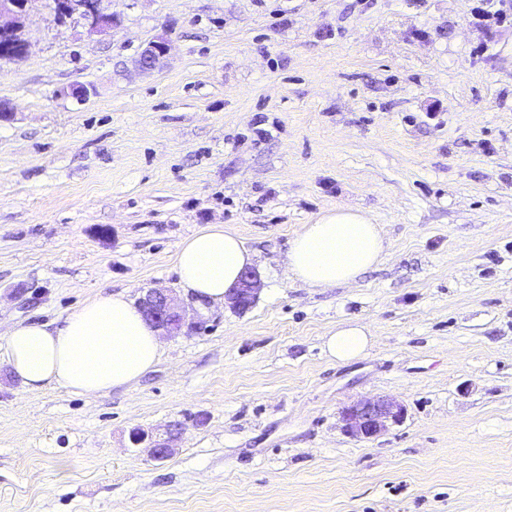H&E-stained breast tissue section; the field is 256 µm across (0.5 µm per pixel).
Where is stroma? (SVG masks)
<instances>
[{"label":"stroma","instance_id":"stroma-1","mask_svg":"<svg viewBox=\"0 0 512 512\" xmlns=\"http://www.w3.org/2000/svg\"><path fill=\"white\" fill-rule=\"evenodd\" d=\"M487 3L103 0L97 34L36 0L0 61V334L151 288L203 325L95 396L0 355V512H512V0ZM339 208L381 226L382 262L293 282L290 240ZM210 224L254 254L247 310L178 283ZM345 321L373 341L339 363ZM376 397L403 422L348 436L341 409ZM175 423L167 459L130 441ZM168 51V43L164 38H159L149 45L140 53L138 65L142 70L153 69L159 62L160 58L166 55ZM371 332L358 322H343L326 336L324 346L329 356L337 361L349 362L361 358L371 345Z\"/></svg>","mask_w":512,"mask_h":512}]
</instances>
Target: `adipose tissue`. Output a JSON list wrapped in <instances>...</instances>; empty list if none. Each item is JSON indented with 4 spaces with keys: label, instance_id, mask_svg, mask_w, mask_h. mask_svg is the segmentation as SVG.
Segmentation results:
<instances>
[{
    "label": "adipose tissue",
    "instance_id": "1",
    "mask_svg": "<svg viewBox=\"0 0 512 512\" xmlns=\"http://www.w3.org/2000/svg\"><path fill=\"white\" fill-rule=\"evenodd\" d=\"M385 243L378 225L363 211L341 208L304 225L291 240L287 269L310 288L355 282L379 264ZM253 263L244 241L223 225L206 226L179 245L174 265L182 288L199 299L223 302ZM371 332L344 322L324 342L341 362L361 358ZM12 372L32 391L61 387L98 395L138 381L157 363L161 344L139 306L125 294L98 295L70 311L61 325L16 323L0 338Z\"/></svg>",
    "mask_w": 512,
    "mask_h": 512
}]
</instances>
